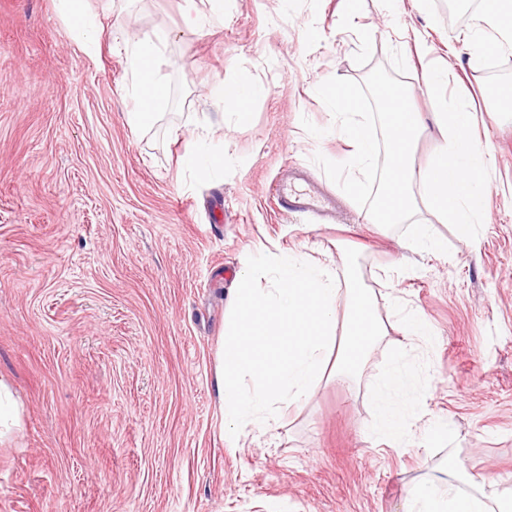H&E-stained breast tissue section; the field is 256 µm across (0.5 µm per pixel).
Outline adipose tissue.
<instances>
[{
  "mask_svg": "<svg viewBox=\"0 0 512 512\" xmlns=\"http://www.w3.org/2000/svg\"><path fill=\"white\" fill-rule=\"evenodd\" d=\"M57 10L88 54H96L103 41L114 37L113 31L104 30L96 24L85 10L83 0H57ZM170 36V31L162 29L151 37L128 35L124 38L130 60L125 92L134 103L127 120L132 128L152 127L160 106L168 98L169 89L158 76V64L160 46ZM408 385L407 373L399 364H392L375 399L374 432L377 436L389 439L398 433L403 414L401 398ZM406 512H512V496L493 491L476 495L454 482L448 483L443 489L434 485L422 486L411 491Z\"/></svg>",
  "mask_w": 512,
  "mask_h": 512,
  "instance_id": "1",
  "label": "adipose tissue"
}]
</instances>
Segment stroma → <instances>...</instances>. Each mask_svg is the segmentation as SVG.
Wrapping results in <instances>:
<instances>
[{
	"instance_id": "1",
	"label": "stroma",
	"mask_w": 512,
	"mask_h": 512,
	"mask_svg": "<svg viewBox=\"0 0 512 512\" xmlns=\"http://www.w3.org/2000/svg\"><path fill=\"white\" fill-rule=\"evenodd\" d=\"M106 28L170 31L169 98L135 130L122 39L89 55L55 0H0V382L17 420L0 438V512H404L409 489L448 463L512 490V48L474 33L473 0H85ZM430 53L414 56V31ZM448 90L480 106L490 150L487 222L470 240L426 208L450 248L420 255L378 228L315 163L350 147L316 93L384 66L414 111ZM263 86L245 115L219 95ZM208 130L218 172L182 169ZM335 192L332 224L275 212L285 167ZM389 334L353 379L323 380L277 423L223 435L219 345L249 256L294 251L345 276V249ZM434 334L411 342L398 322ZM402 359L414 400L394 440L372 433L374 396ZM401 329L405 336L418 341L427 340L434 334L430 324L419 314L405 316L401 321Z\"/></svg>"
}]
</instances>
